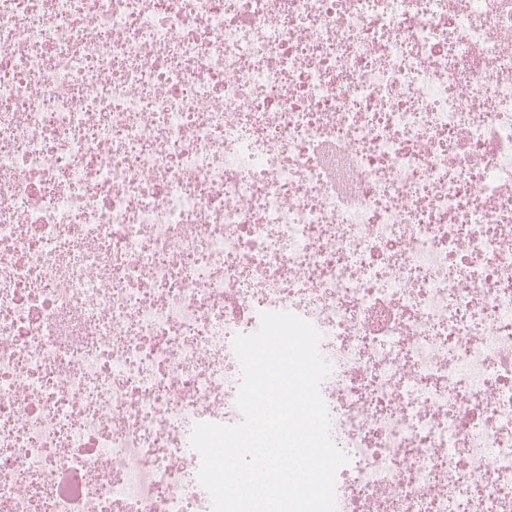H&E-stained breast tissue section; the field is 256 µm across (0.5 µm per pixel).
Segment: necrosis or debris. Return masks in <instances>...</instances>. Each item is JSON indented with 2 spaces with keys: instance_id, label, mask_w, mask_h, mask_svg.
I'll list each match as a JSON object with an SVG mask.
<instances>
[{
  "instance_id": "obj_1",
  "label": "necrosis or debris",
  "mask_w": 512,
  "mask_h": 512,
  "mask_svg": "<svg viewBox=\"0 0 512 512\" xmlns=\"http://www.w3.org/2000/svg\"><path fill=\"white\" fill-rule=\"evenodd\" d=\"M279 311L337 512H512V0H0V512H213Z\"/></svg>"
}]
</instances>
